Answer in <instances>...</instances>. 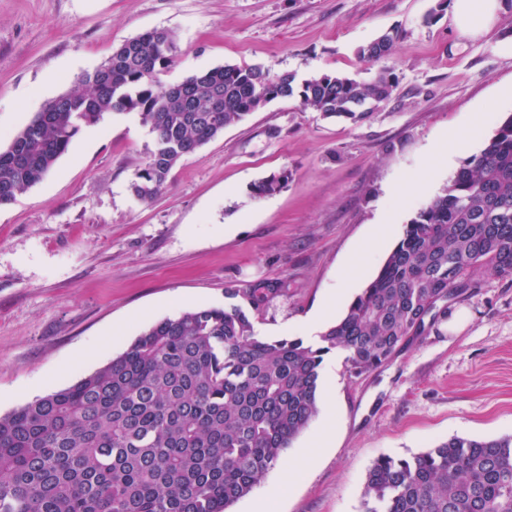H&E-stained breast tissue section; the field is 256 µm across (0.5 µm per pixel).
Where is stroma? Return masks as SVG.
Returning a JSON list of instances; mask_svg holds the SVG:
<instances>
[{"label": "stroma", "mask_w": 512, "mask_h": 512, "mask_svg": "<svg viewBox=\"0 0 512 512\" xmlns=\"http://www.w3.org/2000/svg\"><path fill=\"white\" fill-rule=\"evenodd\" d=\"M504 2L489 37L464 41L451 0H0L1 150L114 47L156 28L178 37L168 82L224 64L301 80L398 77L357 123L296 97L269 102L179 162L150 203L131 191L148 130L123 113L83 129L42 182L0 207V414L106 365L163 318L223 306L228 287L276 286L255 315L265 336H312L309 318L336 288L343 314L418 209L512 114L501 93L512 84ZM390 31L392 54L361 62L358 48ZM475 112L486 115L477 128ZM450 133L454 153L436 156ZM284 169L286 188L252 195ZM319 400L289 448L291 485L276 465L228 512H253L261 498L266 512H363L377 458L512 434V279L481 276L447 319L361 377L343 355L326 356Z\"/></svg>", "instance_id": "1"}]
</instances>
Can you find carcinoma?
<instances>
[{
	"instance_id": "carcinoma-1",
	"label": "carcinoma",
	"mask_w": 512,
	"mask_h": 512,
	"mask_svg": "<svg viewBox=\"0 0 512 512\" xmlns=\"http://www.w3.org/2000/svg\"><path fill=\"white\" fill-rule=\"evenodd\" d=\"M396 36L358 51L373 64ZM177 37L153 29L116 47L79 86L47 101L0 150V205L41 182L86 127L132 113L153 136L131 183L149 203L183 158L276 98L298 97L326 118L363 121L395 74L369 83L322 73L298 80L261 66L222 65L162 80ZM224 111H209L211 93ZM288 171L251 185L256 198ZM512 277V115L448 187L419 209L376 277L315 343L260 335L252 315L269 289L227 288L223 307L164 318L75 383L0 415V512H226L283 458L318 414L322 365L339 350L353 376L389 362L448 315L477 276ZM364 512H512V435L454 436L369 468Z\"/></svg>"
}]
</instances>
